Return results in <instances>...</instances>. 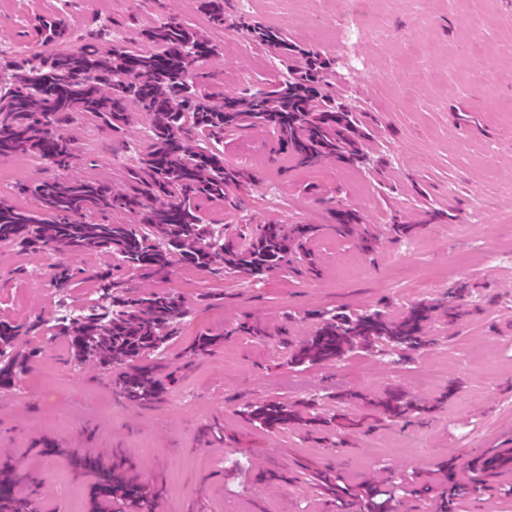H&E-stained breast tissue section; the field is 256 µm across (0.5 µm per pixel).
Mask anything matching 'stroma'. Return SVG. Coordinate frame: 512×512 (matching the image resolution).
I'll return each mask as SVG.
<instances>
[{
    "instance_id": "1",
    "label": "stroma",
    "mask_w": 512,
    "mask_h": 512,
    "mask_svg": "<svg viewBox=\"0 0 512 512\" xmlns=\"http://www.w3.org/2000/svg\"><path fill=\"white\" fill-rule=\"evenodd\" d=\"M36 13L60 15L75 35L108 27L126 47L170 17L210 38L219 30L197 0H10L0 9V74L15 51L33 49ZM257 26L330 60L324 90L362 113L370 162L302 167L277 153L271 134L237 131L224 137V159L252 178L224 199H201L200 210L229 234L316 225L318 273L276 270L253 282L176 266L159 287L182 295L190 312L164 350L177 379L151 408L126 403L97 363H67L60 340L43 341L33 368L0 392V469L13 472L16 495L38 512H61L65 492L94 512L81 460L97 455L148 485L164 512H365L370 485L409 477L425 489L398 498L395 512H448L452 483L464 512H512V497L501 493L506 480L487 486L469 468L476 449L512 436V0H422L417 12L410 0H226L223 52L196 70L211 92L243 96L283 79L276 52L250 33ZM348 29L358 36L353 63L338 47ZM94 123L78 120L73 173L122 186L110 168L136 165L148 121L134 112L124 130L98 131L89 143L84 133ZM339 207L357 211L371 250L336 234ZM476 207L482 221L472 225ZM395 224L413 225L410 238H395ZM452 224L463 232L449 235ZM410 245L418 283L399 271L398 254ZM62 261L51 251L0 247V320L52 325L82 308L88 283L59 296L31 282L38 268L53 279ZM464 282L463 317L437 315L427 345L413 351L379 341L296 366L278 344L237 330L256 320L301 340L322 311L401 316L422 300L451 303ZM205 334L224 342L187 359ZM389 390L433 410L379 422L371 401ZM270 399L312 402L354 426L262 430L237 414L245 402ZM340 474L352 487L341 504Z\"/></svg>"
}]
</instances>
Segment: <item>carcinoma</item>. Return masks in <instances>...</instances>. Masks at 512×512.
I'll return each instance as SVG.
<instances>
[{"mask_svg":"<svg viewBox=\"0 0 512 512\" xmlns=\"http://www.w3.org/2000/svg\"><path fill=\"white\" fill-rule=\"evenodd\" d=\"M200 8L212 23L224 25V0H200ZM35 27L44 48L13 58L9 81L0 85V161L37 155L58 175L22 187L39 201L38 215L0 202V243L68 258L105 253L116 267H129L152 282L168 279L178 263L255 279L308 259L304 244L312 225L287 230L281 224H259L249 238L230 236L206 223L198 200L223 198L245 179L224 163L218 148L226 131L269 130L279 150L303 167L363 162V123L321 93L327 65L319 55L297 50L278 30L261 28L257 37L279 50L288 78L270 90L220 97L188 82L198 63L217 54L219 46L178 22L146 29L147 49L106 50L96 28L82 32L75 47L63 49L57 43L66 30L58 19L38 16ZM132 106L148 117L151 135L123 187L70 174L78 154L68 126L92 114L102 127L118 132L127 126ZM114 210L127 213L133 223L105 220ZM355 231L353 213L338 212L336 233ZM76 280L92 282L97 295L83 313L47 327L0 321V389L15 385L39 353L37 347L20 351L19 341L46 336L61 339L71 361L120 369L114 384L129 404L157 402L164 378L151 356L165 347L186 315L183 297L149 286L133 294L110 267L88 273L70 264L61 266L55 288L64 293ZM432 310L430 304H418L399 318L370 309L330 312L313 336L292 346L291 361L328 362L355 343L376 340L417 348L424 343ZM405 410L398 394L384 401L393 420ZM238 414L269 429L295 418L281 402L246 405Z\"/></svg>","mask_w":512,"mask_h":512,"instance_id":"obj_1","label":"carcinoma"}]
</instances>
